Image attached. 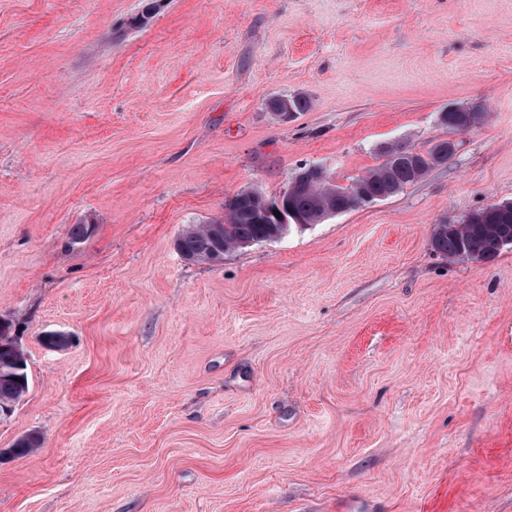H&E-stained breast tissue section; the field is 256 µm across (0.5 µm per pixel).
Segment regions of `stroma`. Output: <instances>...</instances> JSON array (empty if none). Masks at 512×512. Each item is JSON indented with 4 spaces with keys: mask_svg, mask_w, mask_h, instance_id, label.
<instances>
[{
    "mask_svg": "<svg viewBox=\"0 0 512 512\" xmlns=\"http://www.w3.org/2000/svg\"><path fill=\"white\" fill-rule=\"evenodd\" d=\"M451 136L395 197L218 263L174 246L300 167L347 186ZM503 200L512 0H0V319L29 379L0 448L43 437L0 462V512H512V245L430 247ZM482 112H484L483 106L472 105L468 108H460L454 110L449 114L447 112L446 118L444 112H441L439 115V120L442 123L443 119L445 118L444 124L448 126V130L463 131L468 129L471 125L475 124L480 118Z\"/></svg>",
    "mask_w": 512,
    "mask_h": 512,
    "instance_id": "35a3bbf8",
    "label": "stroma"
}]
</instances>
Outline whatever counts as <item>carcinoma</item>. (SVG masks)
<instances>
[{
    "mask_svg": "<svg viewBox=\"0 0 512 512\" xmlns=\"http://www.w3.org/2000/svg\"><path fill=\"white\" fill-rule=\"evenodd\" d=\"M484 108L473 105L446 115L444 124L451 131H463L475 124ZM385 160L348 186L335 185L314 167L300 168L288 193L273 201H281L283 210L304 219L302 228L320 224L327 215L358 209L382 197L389 199L404 188L420 181L429 171L448 161V142L440 141L426 153L402 145L382 148ZM268 200L258 191L238 194L225 205L224 221L217 223L220 236H214V225L192 224L175 240V247L191 262H210L217 254L225 255L239 248L245 240L266 241L289 228L257 220L256 213ZM432 250L446 259L468 258L491 260L512 245V201L490 204L470 212L457 224L435 225L430 240ZM27 363L23 349L9 322H0V408L12 409L28 391ZM41 445L37 432L25 434L9 448L10 457L23 458Z\"/></svg>",
    "mask_w": 512,
    "mask_h": 512,
    "instance_id": "1",
    "label": "carcinoma"
}]
</instances>
